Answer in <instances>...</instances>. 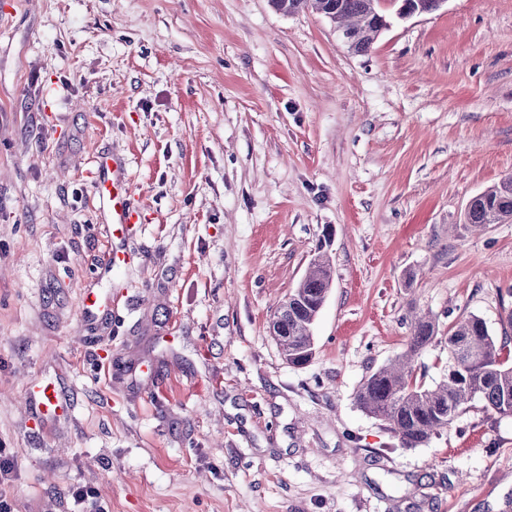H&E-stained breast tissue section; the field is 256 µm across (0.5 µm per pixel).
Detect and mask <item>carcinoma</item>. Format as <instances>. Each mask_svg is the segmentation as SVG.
<instances>
[{"mask_svg":"<svg viewBox=\"0 0 512 512\" xmlns=\"http://www.w3.org/2000/svg\"><path fill=\"white\" fill-rule=\"evenodd\" d=\"M276 9L295 13L306 6L332 18L349 36L350 46L366 52L387 28L381 0H272ZM466 223L483 230L512 220V176L474 197L465 213ZM331 285L329 260L319 253L298 287L276 315L275 339L283 357L302 366L312 357V325ZM429 316L413 325L408 350L371 374L356 392L358 406L396 433L404 447L429 442L460 414L481 407L487 412L512 415V354L497 343L486 322L470 316L448 330L450 362L446 378L429 388L418 382L412 365L416 352L436 335Z\"/></svg>","mask_w":512,"mask_h":512,"instance_id":"obj_1","label":"carcinoma"}]
</instances>
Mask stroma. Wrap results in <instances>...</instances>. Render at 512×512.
<instances>
[{
    "instance_id": "1",
    "label": "stroma",
    "mask_w": 512,
    "mask_h": 512,
    "mask_svg": "<svg viewBox=\"0 0 512 512\" xmlns=\"http://www.w3.org/2000/svg\"><path fill=\"white\" fill-rule=\"evenodd\" d=\"M364 53L271 0H0V448L16 512H512V416L407 448L355 394L476 315L512 351V0H445ZM111 155L133 224L91 187ZM314 354L274 313L317 250ZM126 262L105 271V251ZM101 302L83 314L86 294ZM66 400L35 417L29 395ZM467 224L482 230L512 220V176L474 197L465 213Z\"/></svg>"
}]
</instances>
